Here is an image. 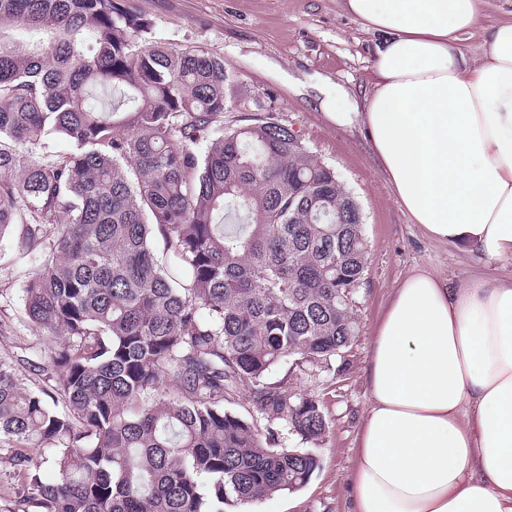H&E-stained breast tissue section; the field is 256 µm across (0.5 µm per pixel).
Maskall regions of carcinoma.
Here are the masks:
<instances>
[{
  "label": "carcinoma",
  "instance_id": "obj_1",
  "mask_svg": "<svg viewBox=\"0 0 512 512\" xmlns=\"http://www.w3.org/2000/svg\"><path fill=\"white\" fill-rule=\"evenodd\" d=\"M151 29L126 0H0V237L35 259L24 314L44 351L35 389L0 357V448L53 451L52 480L17 458L38 512H224L301 489L317 464L277 424L318 441L328 422L267 374L358 335L352 193L273 114L224 124L248 98L224 60ZM52 138L70 149L46 163ZM245 382L247 417L224 407Z\"/></svg>",
  "mask_w": 512,
  "mask_h": 512
}]
</instances>
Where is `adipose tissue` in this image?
<instances>
[{"mask_svg":"<svg viewBox=\"0 0 512 512\" xmlns=\"http://www.w3.org/2000/svg\"><path fill=\"white\" fill-rule=\"evenodd\" d=\"M482 0H344L378 34L361 123L397 203L439 243L512 258V21L457 44ZM351 512H512V285L426 269L397 289L368 369Z\"/></svg>","mask_w":512,"mask_h":512,"instance_id":"ef3b65f1","label":"adipose tissue"}]
</instances>
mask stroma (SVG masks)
Returning <instances> with one entry per match:
<instances>
[{
    "mask_svg": "<svg viewBox=\"0 0 512 512\" xmlns=\"http://www.w3.org/2000/svg\"><path fill=\"white\" fill-rule=\"evenodd\" d=\"M153 21V36L181 51L223 58L237 86L261 99L305 145L335 168L364 215L369 267L355 296L359 334L341 356L322 365L283 361L268 381L287 380L314 397L330 432L323 442L301 440L279 427V445L318 460L309 483L272 496L247 512H348V480L367 406L365 368L378 325L410 271L427 269L459 285L471 277L512 283V260L478 261L469 249L430 240L397 204L381 163L360 125L337 126L335 109L359 112L377 76L376 37L347 14L342 0H128ZM512 18V0H485L478 22L460 47L474 64L486 60L493 23ZM35 264L12 237L0 240V356L34 357L39 333L25 320L23 288Z\"/></svg>",
    "mask_w": 512,
    "mask_h": 512,
    "instance_id": "1",
    "label": "stroma"
}]
</instances>
